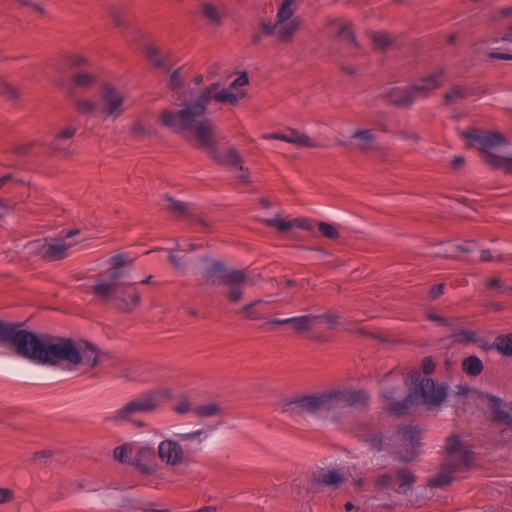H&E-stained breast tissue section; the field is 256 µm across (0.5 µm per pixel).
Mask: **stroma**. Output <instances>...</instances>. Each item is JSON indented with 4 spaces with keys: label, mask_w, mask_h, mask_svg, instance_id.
I'll list each match as a JSON object with an SVG mask.
<instances>
[{
    "label": "stroma",
    "mask_w": 512,
    "mask_h": 512,
    "mask_svg": "<svg viewBox=\"0 0 512 512\" xmlns=\"http://www.w3.org/2000/svg\"><path fill=\"white\" fill-rule=\"evenodd\" d=\"M0 320V512H512V366L382 393L512 336V0H0ZM0 353L68 373L79 371L95 357L94 349L80 337L1 320ZM509 363L512 365V339L498 338L483 341L466 348L452 361H432L427 363L434 379L445 392V400L440 403L422 396L416 384L414 370L388 386V395L400 401L407 409L423 413L447 403L448 399L467 398L475 390V382L484 366L489 362Z\"/></svg>",
    "instance_id": "obj_1"
}]
</instances>
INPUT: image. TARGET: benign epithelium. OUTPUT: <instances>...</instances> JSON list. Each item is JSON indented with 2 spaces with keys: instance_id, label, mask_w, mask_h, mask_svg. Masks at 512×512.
I'll list each match as a JSON object with an SVG mask.
<instances>
[{
  "instance_id": "1",
  "label": "benign epithelium",
  "mask_w": 512,
  "mask_h": 512,
  "mask_svg": "<svg viewBox=\"0 0 512 512\" xmlns=\"http://www.w3.org/2000/svg\"><path fill=\"white\" fill-rule=\"evenodd\" d=\"M0 353L61 372H76L95 357L94 349L76 336H63L49 329L17 325L0 320ZM512 365V339L498 338L466 348L451 361L427 364L446 398L463 399L475 391V382L489 362ZM388 395L407 409L423 413L442 403L422 396L413 374L391 382Z\"/></svg>"
}]
</instances>
